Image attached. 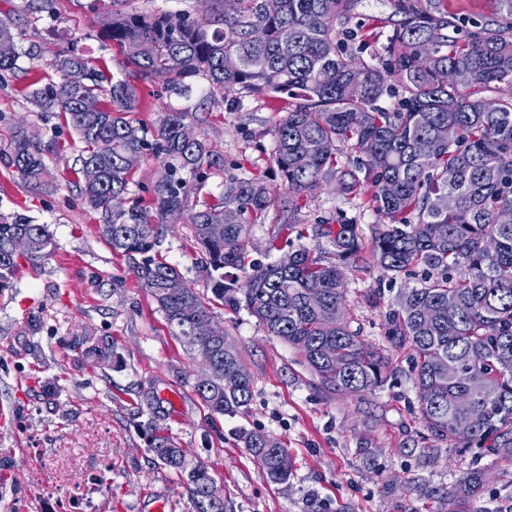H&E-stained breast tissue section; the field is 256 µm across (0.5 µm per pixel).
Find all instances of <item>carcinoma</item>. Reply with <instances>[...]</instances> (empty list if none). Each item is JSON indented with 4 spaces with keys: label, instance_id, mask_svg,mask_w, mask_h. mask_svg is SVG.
Returning <instances> with one entry per match:
<instances>
[{
    "label": "carcinoma",
    "instance_id": "carcinoma-1",
    "mask_svg": "<svg viewBox=\"0 0 512 512\" xmlns=\"http://www.w3.org/2000/svg\"><path fill=\"white\" fill-rule=\"evenodd\" d=\"M121 2L112 0L102 38L121 49L142 79L162 78L172 93L185 95V79L200 75L212 88L295 100L274 127L275 163L287 196L276 200L264 182L237 178L218 195L192 203L190 178L220 169L223 159L200 139L185 141L188 112L171 110L157 122L163 171L145 204L130 190L148 147L145 130L126 118L137 108L136 86L71 47L52 62L58 82L27 88L37 111L57 114L84 144L75 170L82 198L100 213L101 237L124 258L173 335L193 350L192 326L212 318L213 301L243 306L300 354L324 390L362 399L386 384L389 357L344 318L345 270L361 263L396 277L421 266L427 273L422 284L402 292L386 311L385 336L389 346L414 352L410 378L419 390L422 422L436 442L512 459V223L499 221L501 211L512 210V96L483 97L512 84V0H495L496 17L470 29L448 10V0H392V33L373 62L342 42V25L361 0H281L275 15L265 13L262 0H212L209 22L129 12ZM226 56L237 59L235 69H224ZM24 58L36 59L37 50L14 48L0 56V71L22 69ZM450 71L459 72L460 81L448 83ZM350 79L361 84L356 97L345 91ZM397 92L395 106L379 105ZM86 99L98 110L83 111ZM449 128L456 131L452 142L442 138ZM326 143L350 148L355 158L340 162L324 152ZM53 152V143L20 125L0 163L39 188ZM91 165L101 170L96 182L85 180ZM331 183L364 198L379 216L370 234L351 221L316 224L315 237L328 239L335 260L323 263L306 247L271 264L248 260L251 222L279 202L294 224L299 200ZM113 195L128 198V207L111 210ZM183 217L205 252L208 295L167 287L181 274L155 252L162 225ZM20 234L37 244L30 260L53 246L47 225L0 214V287L19 271L8 244ZM425 306L437 312L428 324L417 317ZM86 343L81 356L91 365L118 364L112 341ZM209 350L222 377L209 388L194 385L196 394L214 414L246 413L253 381L247 372L236 377L241 356L216 342ZM141 427L154 464L182 478L192 512H224L210 467L189 459L162 433L156 415ZM238 439L269 481L290 479L294 460L279 441L245 429ZM483 483L482 471L464 473L440 494L446 512H468Z\"/></svg>",
    "mask_w": 512,
    "mask_h": 512
}]
</instances>
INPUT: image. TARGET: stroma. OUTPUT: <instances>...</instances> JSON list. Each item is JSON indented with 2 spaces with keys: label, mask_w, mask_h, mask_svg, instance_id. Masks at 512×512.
I'll return each instance as SVG.
<instances>
[{
  "label": "stroma",
  "mask_w": 512,
  "mask_h": 512,
  "mask_svg": "<svg viewBox=\"0 0 512 512\" xmlns=\"http://www.w3.org/2000/svg\"><path fill=\"white\" fill-rule=\"evenodd\" d=\"M25 6L26 0H0V17L12 20L19 46L40 52L31 71L0 74V151L8 150L18 125L46 138L58 125V118L34 110L25 89L37 79L56 80L50 62L74 39L96 65L137 86L133 124L151 129L159 113L189 111L198 138L224 159L196 191V201L221 192L231 177L261 180L274 196L285 195L273 137L284 100L226 94L198 77L189 78L191 90L180 97L167 91L164 80H140L119 48L100 39L110 0H44L36 22ZM391 12V0H363L349 27L372 30L376 38L359 57L368 61L381 51ZM58 145L40 188L0 165V213L47 225L56 242L50 256L22 261L17 276L0 288V512H11L13 499L23 512H33L51 491L65 501L90 497V512H148L147 500L155 494L168 497L175 512H191L184 485L153 465L139 427L147 389L162 402L160 425L210 467L226 512H306L313 493L324 512H439V492L477 466L487 481L471 512H512L511 460L433 444L419 417L406 348L389 349L387 384L357 400L322 389L297 352L268 335L246 309L214 306V321L239 351L253 393L246 414H212L193 389L198 364L192 351L173 336L124 259L102 240L100 216L81 198L74 160L82 142L65 128ZM285 218L275 205L252 226L250 259L267 261L274 241L281 251L304 245L330 261L334 249L312 236L313 225L351 220L366 227L379 221L359 199L330 187L301 200L295 229L286 228ZM159 250L187 284L206 291L198 269L203 252L189 224L167 225ZM421 278L418 271L395 278L373 268L348 271L345 304L352 327L370 343L385 345L384 312ZM374 287L381 290L375 307L364 298ZM88 336L113 339L119 367L84 364L77 344ZM242 428L270 434L288 448L294 459L288 483L267 479L237 439ZM421 445L433 446V453L420 457ZM417 480L436 490V497L421 499L409 490Z\"/></svg>",
  "instance_id": "stroma-1"
}]
</instances>
